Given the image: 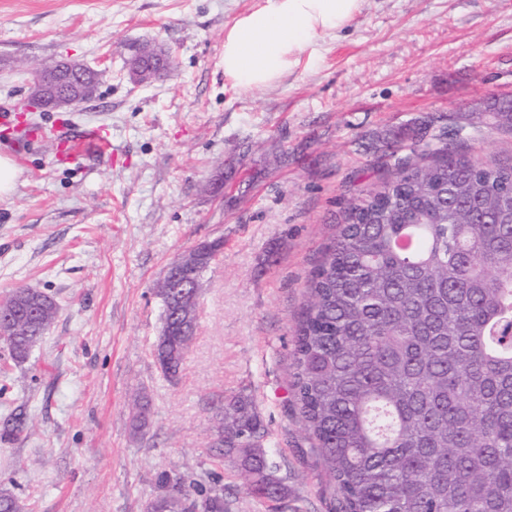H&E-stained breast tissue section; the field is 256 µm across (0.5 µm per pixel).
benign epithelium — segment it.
<instances>
[{"instance_id":"benign-epithelium-1","label":"benign epithelium","mask_w":512,"mask_h":512,"mask_svg":"<svg viewBox=\"0 0 512 512\" xmlns=\"http://www.w3.org/2000/svg\"><path fill=\"white\" fill-rule=\"evenodd\" d=\"M171 65L169 52L147 58L141 53L132 56L128 64L129 80L135 85H144L158 78ZM94 69L77 61H60L50 67H34L29 70L27 86L31 105L38 112H69L91 100L87 85ZM219 246V243L198 245L180 254L172 268L192 270L197 266L198 254L204 248Z\"/></svg>"}]
</instances>
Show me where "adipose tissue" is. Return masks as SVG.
<instances>
[{"label": "adipose tissue", "mask_w": 512, "mask_h": 512, "mask_svg": "<svg viewBox=\"0 0 512 512\" xmlns=\"http://www.w3.org/2000/svg\"><path fill=\"white\" fill-rule=\"evenodd\" d=\"M361 0H261L224 31V75L243 89L280 81L317 60L321 33L343 28Z\"/></svg>", "instance_id": "adipose-tissue-1"}]
</instances>
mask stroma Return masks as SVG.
<instances>
[{"label":"stroma","instance_id":"35a3bbf8","mask_svg":"<svg viewBox=\"0 0 512 512\" xmlns=\"http://www.w3.org/2000/svg\"><path fill=\"white\" fill-rule=\"evenodd\" d=\"M258 0H0V109L25 106V67L70 57L100 70L95 98L29 112L46 130L103 126L112 157L52 164L30 147L0 200V297L58 302L22 363L0 342V483L27 512H145L161 473L222 486L224 512H334V488L290 404L306 283L379 145L415 127L461 128L459 149L512 157V127L468 105L512 98V0H362L320 35L321 56L279 83L232 88L224 31ZM173 63L137 86L135 48ZM220 242L203 274L195 339L175 379L155 354L171 262ZM249 395L280 501L251 497L214 448L225 400ZM147 403L134 431V401Z\"/></svg>","mask_w":512,"mask_h":512}]
</instances>
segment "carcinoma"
Wrapping results in <instances>:
<instances>
[{
	"label": "carcinoma",
	"mask_w": 512,
	"mask_h": 512,
	"mask_svg": "<svg viewBox=\"0 0 512 512\" xmlns=\"http://www.w3.org/2000/svg\"><path fill=\"white\" fill-rule=\"evenodd\" d=\"M512 127V99L491 96ZM389 176L337 218L292 353V403L338 496V512H512V162H482L415 135ZM179 323L158 342L164 375L194 339L182 298L158 286ZM1 336L22 362L58 314L46 293L17 288L0 302ZM214 442L236 455L246 492L288 494L269 464L264 429L245 395L224 404ZM146 512H224L178 477H158Z\"/></svg>",
	"instance_id": "1"
}]
</instances>
